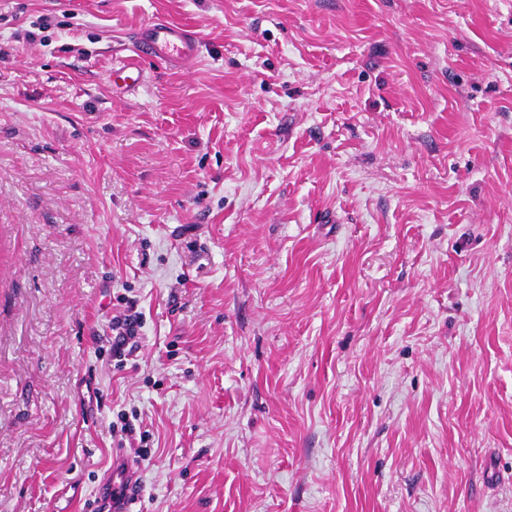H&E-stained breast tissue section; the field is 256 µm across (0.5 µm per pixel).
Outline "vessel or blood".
<instances>
[{"label": "vessel or blood", "mask_w": 512, "mask_h": 512, "mask_svg": "<svg viewBox=\"0 0 512 512\" xmlns=\"http://www.w3.org/2000/svg\"><path fill=\"white\" fill-rule=\"evenodd\" d=\"M132 60L112 70L116 83H139L145 78L142 62H189L199 54V35L194 29L162 20H154L129 35Z\"/></svg>", "instance_id": "b4317fda"}]
</instances>
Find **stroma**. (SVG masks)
<instances>
[{
	"label": "stroma",
	"instance_id": "1",
	"mask_svg": "<svg viewBox=\"0 0 512 512\" xmlns=\"http://www.w3.org/2000/svg\"><path fill=\"white\" fill-rule=\"evenodd\" d=\"M126 423L136 512H512V0H0V512ZM130 52L135 57L112 69V86L119 82L141 83V61L189 62L199 54V35L194 29L162 20H152L129 35ZM140 325V314H123L112 318V352L123 356L133 355L137 349V328ZM115 332V334H114Z\"/></svg>",
	"mask_w": 512,
	"mask_h": 512
}]
</instances>
